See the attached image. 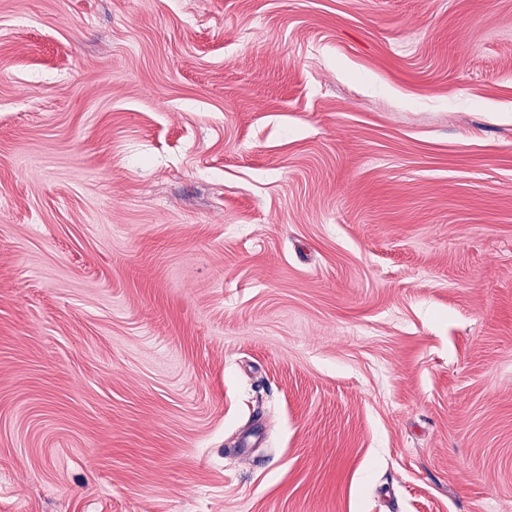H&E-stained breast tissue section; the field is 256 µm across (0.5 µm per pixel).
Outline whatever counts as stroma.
Returning a JSON list of instances; mask_svg holds the SVG:
<instances>
[{
	"label": "stroma",
	"instance_id": "stroma-1",
	"mask_svg": "<svg viewBox=\"0 0 512 512\" xmlns=\"http://www.w3.org/2000/svg\"><path fill=\"white\" fill-rule=\"evenodd\" d=\"M0 512H512V0H0Z\"/></svg>",
	"mask_w": 512,
	"mask_h": 512
}]
</instances>
